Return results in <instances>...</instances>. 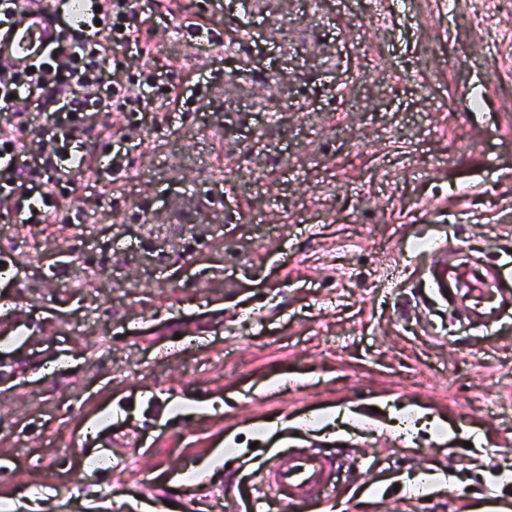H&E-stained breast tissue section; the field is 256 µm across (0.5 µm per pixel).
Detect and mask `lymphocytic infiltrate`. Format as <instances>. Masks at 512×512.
<instances>
[{
  "mask_svg": "<svg viewBox=\"0 0 512 512\" xmlns=\"http://www.w3.org/2000/svg\"><path fill=\"white\" fill-rule=\"evenodd\" d=\"M67 0H56L48 16L63 34L32 71L20 74L0 67V112L14 103L37 100L46 124L38 140L17 138L0 130V194L8 199L51 197L59 188L62 162L71 158L70 144L87 132L92 113L113 107L125 113L130 129L140 128L149 105L168 99L173 75L160 67L145 66L126 73L110 48L151 54L149 39L135 30L144 8L141 0H112L107 21L99 29L73 30L66 18Z\"/></svg>",
  "mask_w": 512,
  "mask_h": 512,
  "instance_id": "f902f5d3",
  "label": "lymphocytic infiltrate"
}]
</instances>
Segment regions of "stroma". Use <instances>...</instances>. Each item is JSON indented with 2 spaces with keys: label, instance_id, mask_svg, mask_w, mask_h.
Here are the masks:
<instances>
[{
  "label": "stroma",
  "instance_id": "obj_1",
  "mask_svg": "<svg viewBox=\"0 0 512 512\" xmlns=\"http://www.w3.org/2000/svg\"><path fill=\"white\" fill-rule=\"evenodd\" d=\"M159 2L144 177L108 174L95 129L125 122L101 112L54 197L87 230L0 217V354L28 360L0 385V512L44 486L42 512H307L261 488L296 448L342 463L318 512H512V311L475 329L427 290L443 257L512 278V0ZM145 200L164 236L126 222Z\"/></svg>",
  "mask_w": 512,
  "mask_h": 512
}]
</instances>
